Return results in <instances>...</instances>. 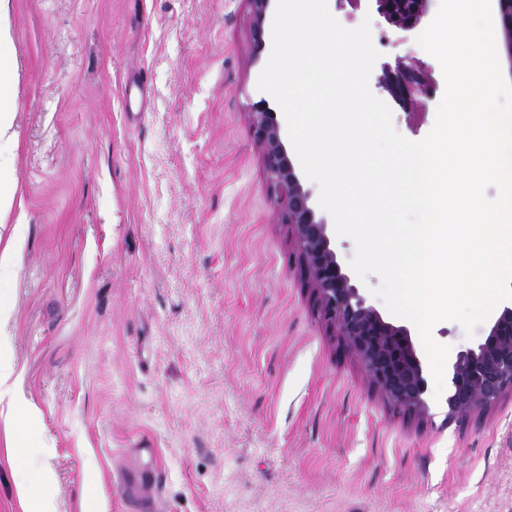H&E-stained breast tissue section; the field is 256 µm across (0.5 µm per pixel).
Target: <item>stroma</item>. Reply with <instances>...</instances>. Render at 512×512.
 I'll return each mask as SVG.
<instances>
[{
  "label": "stroma",
  "mask_w": 512,
  "mask_h": 512,
  "mask_svg": "<svg viewBox=\"0 0 512 512\" xmlns=\"http://www.w3.org/2000/svg\"><path fill=\"white\" fill-rule=\"evenodd\" d=\"M381 61L432 82L392 125L417 141L438 61L376 15ZM16 270L0 283V512H131L118 476L156 471V512H512V395L465 422L408 417L318 315L253 135L268 52L247 0H11Z\"/></svg>",
  "instance_id": "1"
}]
</instances>
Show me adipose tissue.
Masks as SVG:
<instances>
[{"label": "adipose tissue", "mask_w": 512, "mask_h": 512, "mask_svg": "<svg viewBox=\"0 0 512 512\" xmlns=\"http://www.w3.org/2000/svg\"><path fill=\"white\" fill-rule=\"evenodd\" d=\"M12 54L10 0H0V168L11 163L14 115L17 108Z\"/></svg>", "instance_id": "1"}]
</instances>
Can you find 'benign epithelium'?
Returning <instances> with one entry per match:
<instances>
[{
    "instance_id": "benign-epithelium-1",
    "label": "benign epithelium",
    "mask_w": 512,
    "mask_h": 512,
    "mask_svg": "<svg viewBox=\"0 0 512 512\" xmlns=\"http://www.w3.org/2000/svg\"><path fill=\"white\" fill-rule=\"evenodd\" d=\"M274 0H248L256 52L264 49V24ZM430 0H375L377 12L389 23L411 30L426 19ZM501 49L512 66V0H495ZM378 86L399 106L409 109L428 96L430 83L415 63L398 57L385 64ZM252 125L262 150L268 180L277 190L284 223L294 237L299 259L309 275V289L318 314L357 357L372 384L386 400L407 415L424 418L427 383L407 327L383 318L338 260L328 224L317 215L280 136L269 103L253 104ZM512 394V305L492 321L485 339L462 351L452 366L448 419L466 421Z\"/></svg>"
}]
</instances>
